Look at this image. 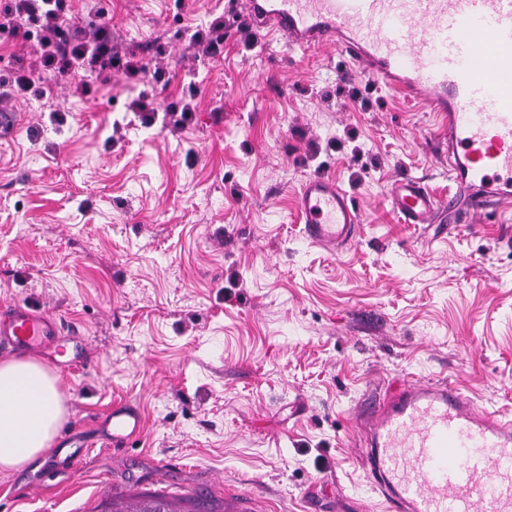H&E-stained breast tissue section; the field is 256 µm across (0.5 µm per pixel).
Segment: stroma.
Masks as SVG:
<instances>
[{
	"mask_svg": "<svg viewBox=\"0 0 512 512\" xmlns=\"http://www.w3.org/2000/svg\"><path fill=\"white\" fill-rule=\"evenodd\" d=\"M227 0H66L99 9L133 70L45 80L0 36V304L46 309L89 356L54 368L52 448L0 473V512H112L162 494L223 512H386L355 416L402 382L445 380L512 419V203L501 221L400 223L408 177L447 194L448 127L418 101L283 44L246 16L222 55L190 48ZM161 70L144 85L141 67ZM333 177L363 224L309 244L295 195ZM141 433L112 447L113 405ZM77 465L57 469L60 449Z\"/></svg>",
	"mask_w": 512,
	"mask_h": 512,
	"instance_id": "35a3bbf8",
	"label": "stroma"
}]
</instances>
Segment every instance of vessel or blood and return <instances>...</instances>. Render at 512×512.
Listing matches in <instances>:
<instances>
[{"instance_id":"vessel-or-blood-1","label":"vessel or blood","mask_w":512,"mask_h":512,"mask_svg":"<svg viewBox=\"0 0 512 512\" xmlns=\"http://www.w3.org/2000/svg\"><path fill=\"white\" fill-rule=\"evenodd\" d=\"M262 30L293 46H322L448 120L450 197L488 218L512 199V0H231ZM408 224H429L441 201L410 178L390 188ZM306 238L338 248L363 222L335 179L297 195ZM57 317L25 303L0 307V348L65 351ZM366 463L390 512H512V420L446 382L401 384L359 411ZM142 419L113 407L106 437L138 435Z\"/></svg>"}]
</instances>
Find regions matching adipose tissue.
I'll list each match as a JSON object with an SVG mask.
<instances>
[{
	"label": "adipose tissue",
	"mask_w": 512,
	"mask_h": 512,
	"mask_svg": "<svg viewBox=\"0 0 512 512\" xmlns=\"http://www.w3.org/2000/svg\"><path fill=\"white\" fill-rule=\"evenodd\" d=\"M64 414L57 379L45 365L28 356L0 360V471L51 448Z\"/></svg>",
	"instance_id": "1"
}]
</instances>
